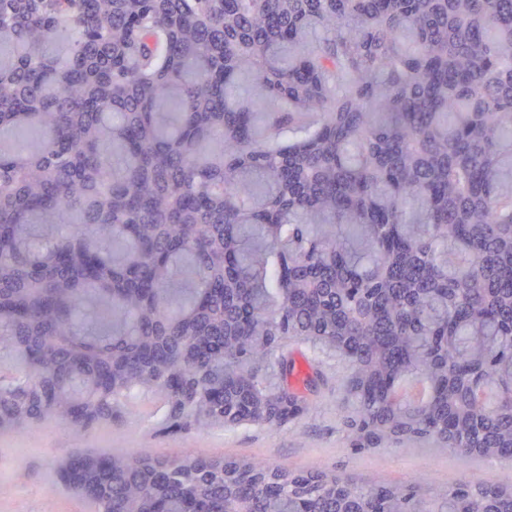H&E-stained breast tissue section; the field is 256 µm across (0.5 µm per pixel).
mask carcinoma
Segmentation results:
<instances>
[{"label": "carcinoma", "instance_id": "obj_1", "mask_svg": "<svg viewBox=\"0 0 512 512\" xmlns=\"http://www.w3.org/2000/svg\"><path fill=\"white\" fill-rule=\"evenodd\" d=\"M512 461V0H0V435L296 423ZM93 512H512V487L76 450Z\"/></svg>", "mask_w": 512, "mask_h": 512}]
</instances>
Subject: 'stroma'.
I'll return each instance as SVG.
<instances>
[{
	"instance_id": "35a3bbf8",
	"label": "stroma",
	"mask_w": 512,
	"mask_h": 512,
	"mask_svg": "<svg viewBox=\"0 0 512 512\" xmlns=\"http://www.w3.org/2000/svg\"><path fill=\"white\" fill-rule=\"evenodd\" d=\"M327 383L307 394L308 413L285 429L262 425L212 427L203 431L165 432L158 400L139 398L123 422L83 433L62 424L37 425L22 435L0 437V512H91L58 479L54 465L75 449L90 452L138 451L181 456L192 452L214 457H248L279 462L292 471L319 465L354 479L404 482L416 477L433 483L510 485L512 464L446 453L426 444L357 452L348 447L337 407L345 403L347 364L322 365Z\"/></svg>"
}]
</instances>
